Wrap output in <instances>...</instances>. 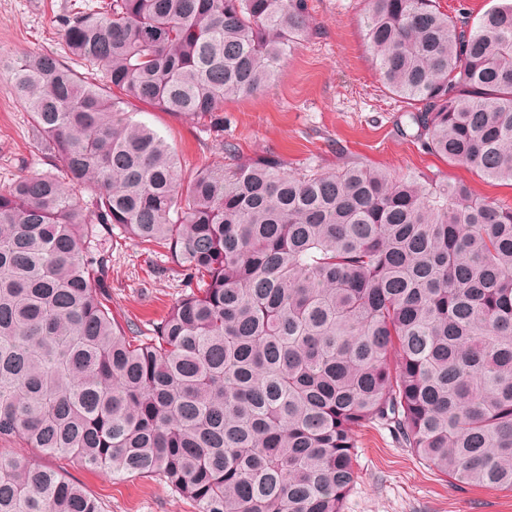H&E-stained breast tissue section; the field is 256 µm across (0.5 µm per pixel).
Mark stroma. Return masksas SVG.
Returning a JSON list of instances; mask_svg holds the SVG:
<instances>
[{
  "label": "stroma",
  "mask_w": 512,
  "mask_h": 512,
  "mask_svg": "<svg viewBox=\"0 0 512 512\" xmlns=\"http://www.w3.org/2000/svg\"><path fill=\"white\" fill-rule=\"evenodd\" d=\"M84 3L0 0V58L65 55L59 16ZM366 7L367 0H308L317 35L288 54L266 91L226 100L223 129L139 103L132 118L175 149L186 181L217 158L221 143L230 142L240 162L272 153L295 173L357 164L401 177L445 178L464 182L473 197L512 206L511 183L450 165L408 133L401 102L372 62L362 27ZM45 167L34 147L30 115L8 73L0 72V188ZM91 251L107 264V305L114 319L150 334L185 290L176 265L165 252L135 245L108 225H97ZM0 453L60 470L102 512H194L160 481L113 477L42 454L19 438L0 441ZM355 470L344 512H512V492L448 482L380 426L363 433Z\"/></svg>",
  "instance_id": "obj_1"
}]
</instances>
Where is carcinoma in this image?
<instances>
[{
  "label": "carcinoma",
  "mask_w": 512,
  "mask_h": 512,
  "mask_svg": "<svg viewBox=\"0 0 512 512\" xmlns=\"http://www.w3.org/2000/svg\"><path fill=\"white\" fill-rule=\"evenodd\" d=\"M367 45L431 153L512 182V0L470 20L367 0ZM10 66L45 171L0 189V439L153 478L197 512H344L360 432L512 491V207L366 166L205 165L137 102L224 127L314 33L306 0H100ZM97 224L189 291L140 336L104 304ZM0 512H102L0 455Z\"/></svg>",
  "instance_id": "obj_1"
}]
</instances>
